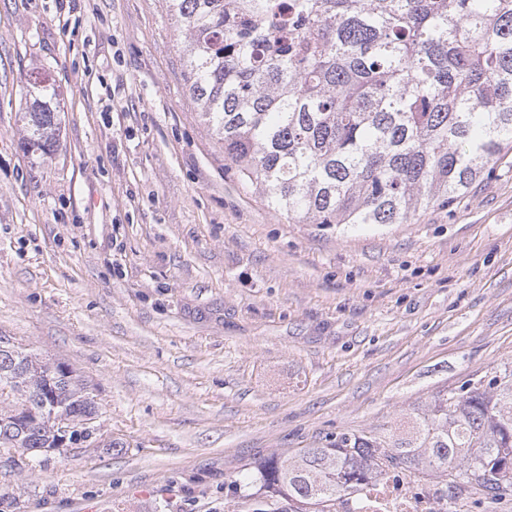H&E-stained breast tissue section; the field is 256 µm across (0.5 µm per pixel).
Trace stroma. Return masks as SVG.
Masks as SVG:
<instances>
[{
	"label": "stroma",
	"mask_w": 512,
	"mask_h": 512,
	"mask_svg": "<svg viewBox=\"0 0 512 512\" xmlns=\"http://www.w3.org/2000/svg\"><path fill=\"white\" fill-rule=\"evenodd\" d=\"M175 29L163 0H0V337L68 365L100 424L33 465L0 452V512H224L256 459L393 433L512 363V152L407 224L289 223L210 137ZM35 76L48 157L24 146ZM43 81L37 82L35 79L33 85H38L40 91L49 97V100H41L37 97L33 101H29L24 112V119L27 120L29 135L25 139L24 144L37 150H40L44 156H50L59 136V123L55 107H53V99L56 98L55 91L49 95L47 88L41 85Z\"/></svg>",
	"instance_id": "35a3bbf8"
}]
</instances>
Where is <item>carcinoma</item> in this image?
Returning a JSON list of instances; mask_svg holds the SVG:
<instances>
[{"mask_svg":"<svg viewBox=\"0 0 512 512\" xmlns=\"http://www.w3.org/2000/svg\"><path fill=\"white\" fill-rule=\"evenodd\" d=\"M187 92L241 180L296 224H405L465 194L512 149V0H164ZM25 145L53 153V99ZM0 447L58 450L53 416L98 414L63 364L13 347ZM512 491V366L438 393L385 438L339 433L224 484L247 512H330L383 470Z\"/></svg>","mask_w":512,"mask_h":512,"instance_id":"cac0c4a2","label":"carcinoma"}]
</instances>
